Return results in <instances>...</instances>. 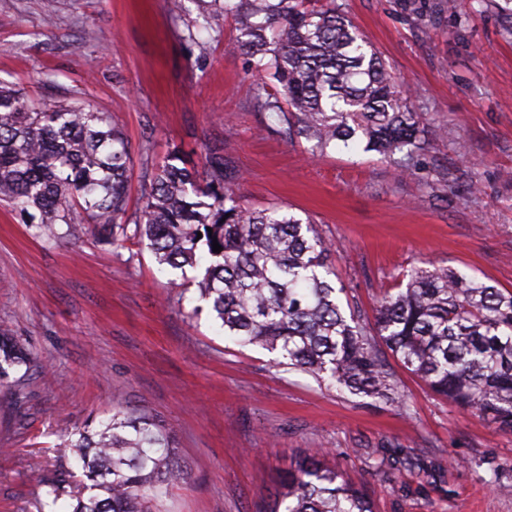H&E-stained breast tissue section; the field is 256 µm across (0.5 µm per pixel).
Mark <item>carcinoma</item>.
Wrapping results in <instances>:
<instances>
[{
	"label": "carcinoma",
	"mask_w": 512,
	"mask_h": 512,
	"mask_svg": "<svg viewBox=\"0 0 512 512\" xmlns=\"http://www.w3.org/2000/svg\"><path fill=\"white\" fill-rule=\"evenodd\" d=\"M479 2L498 10L502 35L512 39V0ZM224 13L249 61L255 106L278 113L286 139H305L315 154L331 146L389 160L401 153L405 169L429 152V131L403 83L336 0H236ZM131 163L122 130L79 93L30 106L0 83V202L47 242L75 239L89 225L116 248L148 240L162 267L195 268L205 254L199 300L235 343L405 409L383 345L436 395L512 432V290L450 268L414 267L405 286L383 290L370 322L355 302L342 311L347 290L336 286L332 244L317 226L285 207L247 206L223 154H210L201 172L169 154L152 167L142 205L130 213ZM31 360L0 328V381ZM55 448L82 471L68 512H162L168 487L188 478L171 433L119 398L99 429L76 427ZM324 458L317 450L288 472L269 512H374L364 489ZM67 474L49 485L53 505Z\"/></svg>",
	"instance_id": "obj_1"
}]
</instances>
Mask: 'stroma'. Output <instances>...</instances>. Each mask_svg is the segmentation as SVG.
Listing matches in <instances>:
<instances>
[{
    "label": "stroma",
    "mask_w": 512,
    "mask_h": 512,
    "mask_svg": "<svg viewBox=\"0 0 512 512\" xmlns=\"http://www.w3.org/2000/svg\"><path fill=\"white\" fill-rule=\"evenodd\" d=\"M412 90L433 130L419 166L374 152L289 142L253 104L248 64L223 9L189 29L196 0H0V82L28 98L81 91L123 130L133 159L129 209L147 165L208 150L245 173L251 207L310 217L333 248L336 279L365 311L414 267H451L512 290V42L479 0H339ZM160 268L147 243L116 249L93 234L48 243L0 207V326L34 362L0 385V512H38L63 469L54 447L112 415L114 395L154 415L188 470L169 512H267L282 477L327 450L375 512H512V433L434 396L398 370L406 408L272 364L225 340L191 278ZM28 390L23 408L9 385ZM37 457L39 471L26 462ZM388 460L381 472L375 458Z\"/></svg>",
    "instance_id": "obj_1"
}]
</instances>
